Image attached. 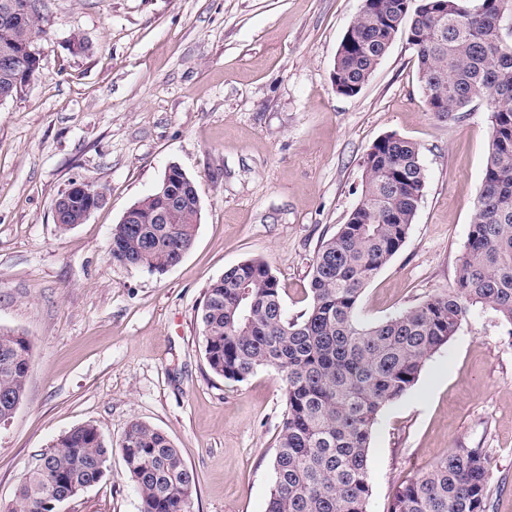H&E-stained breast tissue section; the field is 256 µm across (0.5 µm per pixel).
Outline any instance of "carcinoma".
I'll return each instance as SVG.
<instances>
[{
	"instance_id": "1",
	"label": "carcinoma",
	"mask_w": 512,
	"mask_h": 512,
	"mask_svg": "<svg viewBox=\"0 0 512 512\" xmlns=\"http://www.w3.org/2000/svg\"><path fill=\"white\" fill-rule=\"evenodd\" d=\"M0 0V55L19 53L41 16ZM412 15L419 80L428 110L460 118L487 102L491 141L470 230L448 291L375 324L358 313L361 294L405 243L424 196L417 143L396 133L367 150L357 202L321 240L310 270L309 305L288 315L278 281L261 258L227 268L205 288L197 319L210 371L241 383L261 369L280 377L286 397L267 512H367L368 452L378 415L417 381L425 361L458 331L470 307L493 310L512 327V0H367L336 51L332 84L354 96L369 82ZM134 202L136 223L115 224L112 261L165 271L193 246L197 189L176 168ZM30 341L0 329V422L24 398ZM112 447L93 424L60 435L36 455L18 512H47L109 470ZM139 512H191L194 472L162 431L131 423L122 439ZM490 472L483 448H456L400 487L390 512H488Z\"/></svg>"
}]
</instances>
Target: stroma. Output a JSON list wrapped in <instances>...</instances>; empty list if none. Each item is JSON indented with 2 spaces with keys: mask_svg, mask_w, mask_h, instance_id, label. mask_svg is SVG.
<instances>
[{
  "mask_svg": "<svg viewBox=\"0 0 512 512\" xmlns=\"http://www.w3.org/2000/svg\"><path fill=\"white\" fill-rule=\"evenodd\" d=\"M44 3L39 71L0 104V328L32 343L25 398L0 424V512L34 455L86 423L111 446V470L64 512H139L121 450L134 421L167 434L193 470L192 512H266L283 384L266 369L242 383L209 371L197 321L207 284L259 257L289 315L305 310L317 246L354 206L370 145L394 132L421 148L424 197L359 317L376 323L448 290L482 184L487 111L429 112L403 34L359 94H337L336 50L362 0ZM173 165L201 202L193 247L162 273L113 263V224ZM75 180L105 200L63 230L53 205ZM476 447L489 453V512H512V328L478 306L381 411L367 512H388L400 486Z\"/></svg>",
  "mask_w": 512,
  "mask_h": 512,
  "instance_id": "obj_1",
  "label": "stroma"
}]
</instances>
